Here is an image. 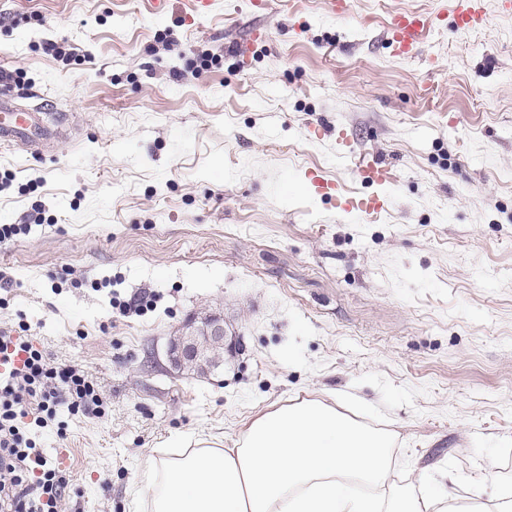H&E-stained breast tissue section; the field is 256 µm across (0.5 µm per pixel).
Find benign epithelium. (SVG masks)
Segmentation results:
<instances>
[{"instance_id": "7a95c632", "label": "benign epithelium", "mask_w": 512, "mask_h": 512, "mask_svg": "<svg viewBox=\"0 0 512 512\" xmlns=\"http://www.w3.org/2000/svg\"><path fill=\"white\" fill-rule=\"evenodd\" d=\"M231 349L226 342L223 315L199 312L188 317L165 351L175 372L187 375H208L224 364V352Z\"/></svg>"}]
</instances>
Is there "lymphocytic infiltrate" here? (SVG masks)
Returning a JSON list of instances; mask_svg holds the SVG:
<instances>
[{
	"label": "lymphocytic infiltrate",
	"mask_w": 512,
	"mask_h": 512,
	"mask_svg": "<svg viewBox=\"0 0 512 512\" xmlns=\"http://www.w3.org/2000/svg\"><path fill=\"white\" fill-rule=\"evenodd\" d=\"M24 353L20 368L0 377V512H58L68 480L34 441L59 409L98 417L103 401L85 374L51 366L24 336L0 330V352Z\"/></svg>",
	"instance_id": "obj_1"
}]
</instances>
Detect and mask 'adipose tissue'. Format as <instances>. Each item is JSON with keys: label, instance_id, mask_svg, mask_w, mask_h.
Returning a JSON list of instances; mask_svg holds the SVG:
<instances>
[{"label": "adipose tissue", "instance_id": "1", "mask_svg": "<svg viewBox=\"0 0 512 512\" xmlns=\"http://www.w3.org/2000/svg\"><path fill=\"white\" fill-rule=\"evenodd\" d=\"M390 438L316 401L270 407L230 448L144 457L146 512H461L446 489L392 480Z\"/></svg>", "mask_w": 512, "mask_h": 512}]
</instances>
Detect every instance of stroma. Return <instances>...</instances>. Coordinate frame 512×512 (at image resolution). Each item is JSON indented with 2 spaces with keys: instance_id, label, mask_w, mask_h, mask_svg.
Here are the masks:
<instances>
[{
  "instance_id": "1",
  "label": "stroma",
  "mask_w": 512,
  "mask_h": 512,
  "mask_svg": "<svg viewBox=\"0 0 512 512\" xmlns=\"http://www.w3.org/2000/svg\"><path fill=\"white\" fill-rule=\"evenodd\" d=\"M297 2L0 0L12 95L64 123L41 155L0 145V225L29 227L0 247V329L26 324L105 409L36 438L69 456L61 512H138L143 457L232 447L303 399L388 431L398 483L450 474L474 508L512 491V0L468 31L451 0ZM403 9L442 17L407 58L387 40ZM343 137L395 168L386 212L345 215L306 182L376 193ZM205 308L237 349L174 374L167 340Z\"/></svg>"
}]
</instances>
